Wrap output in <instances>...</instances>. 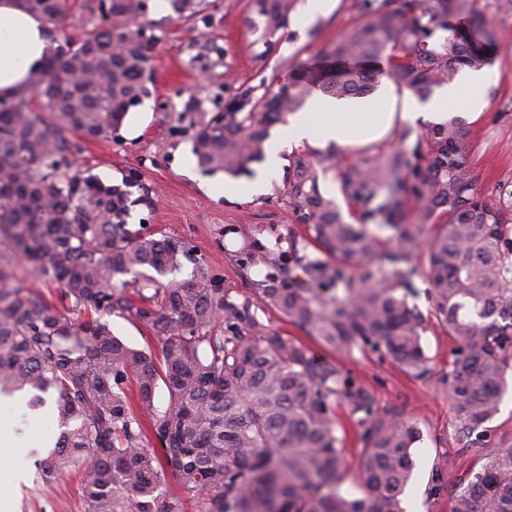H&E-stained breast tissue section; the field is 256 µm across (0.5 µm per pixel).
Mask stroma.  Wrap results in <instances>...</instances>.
I'll list each match as a JSON object with an SVG mask.
<instances>
[{"label": "stroma", "mask_w": 512, "mask_h": 512, "mask_svg": "<svg viewBox=\"0 0 512 512\" xmlns=\"http://www.w3.org/2000/svg\"><path fill=\"white\" fill-rule=\"evenodd\" d=\"M248 0H205V20L186 21L172 9L149 8L148 30L157 36L153 48L152 95L129 113L119 138L80 142L78 162L102 179L120 181L132 175L154 189L153 210H137L132 222H145L175 237L190 240L199 254L222 277L225 290L236 298H250L258 318L283 335L305 339L303 330L256 297L249 278L224 257V227L228 224H279L290 222L288 197L280 193L285 170L266 174L262 194L246 192L248 177L221 173L209 176L198 168L192 142L180 119L189 98L201 99L211 109L215 95H228L243 84L276 88L290 65L323 66L318 50L336 40L359 19L356 0H331L324 14H310L306 0H297L291 24L282 32L275 51L257 57L255 41L262 27L249 23ZM488 20L506 40L484 68L478 85L458 83L461 98H480L479 117L465 119L466 140L477 189L494 199L500 185L512 184V7L482 0ZM224 46V60L209 55L210 41ZM223 184L213 192L212 182ZM411 297L427 319L422 343L432 373L415 378L389 359L354 353L342 365L376 397L379 414L417 424L422 439L414 450L415 469L403 495L406 512H451V500L461 479L479 469L482 454L490 448L512 446V370L499 410L484 426V435L465 445L444 380L454 339L437 322L424 275L415 279ZM337 434L347 463L345 490L355 491L363 445L361 428L346 404L335 407ZM10 432L23 442V451L0 462V490L10 492L8 512H85L78 472L56 479L43 477L37 465L61 432L52 405L30 413L23 396L0 395V433Z\"/></svg>", "instance_id": "stroma-1"}]
</instances>
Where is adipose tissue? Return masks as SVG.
<instances>
[{
  "label": "adipose tissue",
  "mask_w": 512,
  "mask_h": 512,
  "mask_svg": "<svg viewBox=\"0 0 512 512\" xmlns=\"http://www.w3.org/2000/svg\"><path fill=\"white\" fill-rule=\"evenodd\" d=\"M51 43L49 26L40 17L29 14L18 0H0V98H11L29 89L39 78L44 65L46 50ZM455 92L420 103L404 97L403 112H364L359 103L336 102L314 96L310 108L319 120L310 123L307 117H295L289 128L290 136L297 141H332L346 147L364 140L368 130L385 133L396 119L410 122L419 117L440 122L448 117V102L455 99Z\"/></svg>",
  "instance_id": "ef3b65f1"
}]
</instances>
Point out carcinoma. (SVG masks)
<instances>
[{"instance_id":"1","label":"carcinoma","mask_w":512,"mask_h":512,"mask_svg":"<svg viewBox=\"0 0 512 512\" xmlns=\"http://www.w3.org/2000/svg\"><path fill=\"white\" fill-rule=\"evenodd\" d=\"M480 0H359L361 21L323 53L324 71L302 64L277 90L242 84L201 116L192 154L208 175L252 176L270 128L319 93L369 96L388 77L426 100L464 69L479 71L503 34ZM60 27L97 12L78 40L48 47L27 91L0 100V243L24 256L58 303L0 272V393L53 397L62 428L39 460L46 478L82 472L85 512H405L402 495L421 433L380 416L374 395L336 361L262 323L249 299L224 292L222 278L183 238L130 224L154 205L140 180L107 183L70 157L76 136L119 137L128 112L151 95L145 0H21ZM296 0H250L262 19L264 50L287 30ZM194 18L203 0H171ZM400 147L355 149L337 174L351 207L345 220L321 190L336 145L288 158L291 223L228 224L239 242L224 256L241 271L265 267L255 294L339 356L388 358L415 377L429 373L426 319L408 296L425 227L445 218L429 242L425 275L435 316L456 342L448 395L464 437L499 409L512 364V184L490 202L478 191L463 121L403 124ZM392 232L380 253L375 230ZM361 263L354 279L344 261ZM193 264V280L162 279ZM132 279L127 280L125 276ZM134 319L159 347L137 348L109 317ZM168 398L156 402L158 388ZM363 426L362 495L342 491L337 403ZM455 494L452 512H512V447L495 448ZM171 471L179 491L161 489Z\"/></svg>"}]
</instances>
